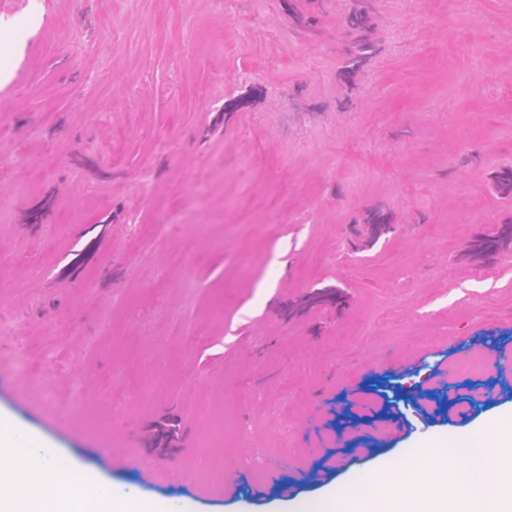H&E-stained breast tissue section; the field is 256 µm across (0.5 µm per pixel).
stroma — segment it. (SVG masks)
Wrapping results in <instances>:
<instances>
[{
  "label": "stroma",
  "instance_id": "35a3bbf8",
  "mask_svg": "<svg viewBox=\"0 0 512 512\" xmlns=\"http://www.w3.org/2000/svg\"><path fill=\"white\" fill-rule=\"evenodd\" d=\"M370 3L349 77L358 0H0V420L45 456L278 512L512 416V244L468 251L512 226V0ZM427 377L445 414L385 416ZM373 44L367 38H357L345 50L344 67L348 70L359 68L373 53ZM225 429L226 421L223 419L210 421L206 425L197 454L189 462L192 471L201 481L219 482L224 479V453L217 452L215 448L224 447Z\"/></svg>",
  "mask_w": 512,
  "mask_h": 512
}]
</instances>
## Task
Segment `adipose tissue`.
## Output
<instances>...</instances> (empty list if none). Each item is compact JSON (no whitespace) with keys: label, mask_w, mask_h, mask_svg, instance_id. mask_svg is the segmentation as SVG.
I'll list each match as a JSON object with an SVG mask.
<instances>
[{"label":"adipose tissue","mask_w":512,"mask_h":512,"mask_svg":"<svg viewBox=\"0 0 512 512\" xmlns=\"http://www.w3.org/2000/svg\"><path fill=\"white\" fill-rule=\"evenodd\" d=\"M0 512H158L150 501L112 496L82 482L64 458L40 463L15 448L0 429Z\"/></svg>","instance_id":"1"}]
</instances>
